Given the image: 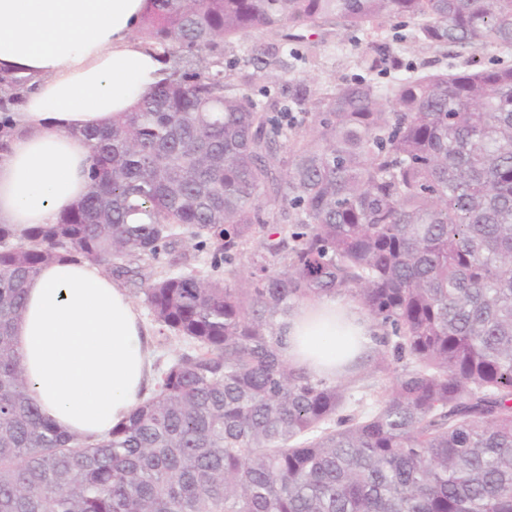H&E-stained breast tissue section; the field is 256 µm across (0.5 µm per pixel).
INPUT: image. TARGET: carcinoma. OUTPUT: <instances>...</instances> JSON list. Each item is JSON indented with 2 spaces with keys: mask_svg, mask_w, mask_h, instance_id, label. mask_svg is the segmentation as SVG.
<instances>
[{
  "mask_svg": "<svg viewBox=\"0 0 512 512\" xmlns=\"http://www.w3.org/2000/svg\"><path fill=\"white\" fill-rule=\"evenodd\" d=\"M399 18L430 47L512 49V0H145L164 79L77 133L89 190L56 223L0 225V512H512V64L298 83L278 112L224 80L254 31ZM29 81L0 72V148ZM162 254L173 271L137 265ZM62 259L140 278L189 345L95 442L34 405L14 336ZM328 296L377 328L337 380L281 352Z\"/></svg>",
  "mask_w": 512,
  "mask_h": 512,
  "instance_id": "1",
  "label": "carcinoma"
}]
</instances>
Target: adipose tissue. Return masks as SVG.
<instances>
[{
    "mask_svg": "<svg viewBox=\"0 0 512 512\" xmlns=\"http://www.w3.org/2000/svg\"><path fill=\"white\" fill-rule=\"evenodd\" d=\"M145 0H0V67L30 76L0 148V224L23 235L52 224L88 191L80 130L108 123L163 78L137 38ZM373 330L355 305L303 304L283 330L291 364L335 378ZM29 395L62 429L98 438L126 420L155 383L140 314L88 261L60 260L29 281L15 327Z\"/></svg>",
    "mask_w": 512,
    "mask_h": 512,
    "instance_id": "adipose-tissue-1",
    "label": "adipose tissue"
}]
</instances>
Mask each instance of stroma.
<instances>
[{
	"label": "stroma",
	"mask_w": 512,
	"mask_h": 512,
	"mask_svg": "<svg viewBox=\"0 0 512 512\" xmlns=\"http://www.w3.org/2000/svg\"><path fill=\"white\" fill-rule=\"evenodd\" d=\"M415 24L392 21L386 24L382 41L386 56L400 60V68L385 65L373 75L379 84L390 83L394 77L412 71H455L476 65L488 66L500 58L512 63V54L501 55L489 48L483 51L449 49L439 51L415 43ZM315 47L289 38L285 31H256L224 46V76L237 81L250 76L247 91L252 99L262 105L276 101L287 103L290 87L298 80L309 79L312 87L324 88L363 77L358 65L360 56L368 51L370 37L361 31L343 32L332 26L317 29ZM138 309L152 349L155 370H162L181 353L185 344L178 339H163L151 313L143 302L140 284L127 278H118Z\"/></svg>",
	"instance_id": "35a3bbf8"
}]
</instances>
